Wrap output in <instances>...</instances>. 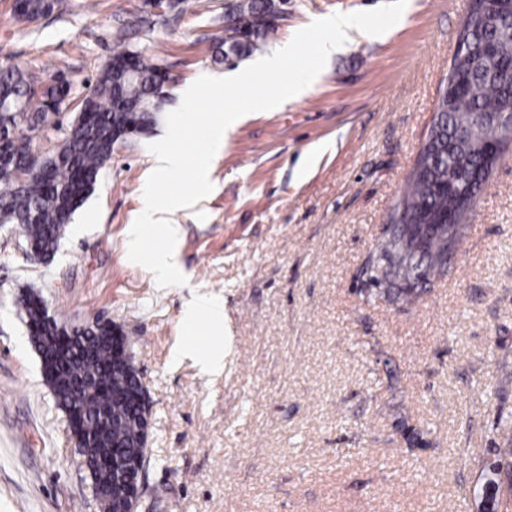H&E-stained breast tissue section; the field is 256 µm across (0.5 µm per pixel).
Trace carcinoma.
<instances>
[{
  "label": "carcinoma",
  "mask_w": 512,
  "mask_h": 512,
  "mask_svg": "<svg viewBox=\"0 0 512 512\" xmlns=\"http://www.w3.org/2000/svg\"><path fill=\"white\" fill-rule=\"evenodd\" d=\"M489 0H470L466 22L448 77L474 76L465 97L451 95L439 101L433 119L434 139L428 154H419L414 175L405 194L394 207L389 223L412 224L429 233L428 221L461 208L451 186L462 180V162L476 163L487 130L480 112H496L512 86V28L497 32L488 28L484 13ZM276 3L263 0H233L224 11V39L216 48L215 60L242 58L252 53L274 31L265 14ZM496 38L505 64L489 77L477 66L480 46ZM163 68L142 53L117 51L100 70L91 93L76 106L77 117L65 140L55 150L38 154L34 138L25 132L30 120L43 121L65 107L71 97V83L55 75L47 81L31 72L0 69V147L4 156L31 162L27 178L17 180L11 170L0 171V224H16L28 249L47 259L52 257L76 210L94 189L101 169L112 159L116 142L125 132L149 130L161 111L162 99L154 94ZM467 133L455 137L461 123ZM51 163L52 182L39 173ZM396 246L378 245L365 264L374 284L389 280L386 255ZM448 241L431 244L416 264L427 278L448 274L445 253ZM31 341L40 357L43 378L68 427L79 438L83 464L90 474L95 498L104 512L118 507V491L112 488V474L143 453L144 433L140 416L136 373L127 364L114 341L112 322L97 319L78 325L52 316L40 297L29 293L21 299ZM504 436L492 448L493 461L481 467V489L491 485L502 496L504 512L512 509V419L504 421Z\"/></svg>",
  "instance_id": "carcinoma-1"
}]
</instances>
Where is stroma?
<instances>
[{"label": "stroma", "instance_id": "35a3bbf8", "mask_svg": "<svg viewBox=\"0 0 512 512\" xmlns=\"http://www.w3.org/2000/svg\"><path fill=\"white\" fill-rule=\"evenodd\" d=\"M60 0L27 22L0 0V68L65 73L91 92L113 53L170 71L164 111L216 62L227 0ZM385 0H288L254 50L284 47L312 20ZM469 0H407L403 24L355 33L311 90L226 134L213 191L172 212L185 285L159 288L128 258L158 119L118 146L54 258L0 226V512H100L80 450L46 385L20 299L129 340L153 426L145 497L157 512H479V462L512 414V146L468 214L445 278L409 306L359 294V274L406 188ZM224 318L185 316L196 295ZM224 352L202 375L183 345ZM395 378H388L387 368Z\"/></svg>", "mask_w": 512, "mask_h": 512}]
</instances>
